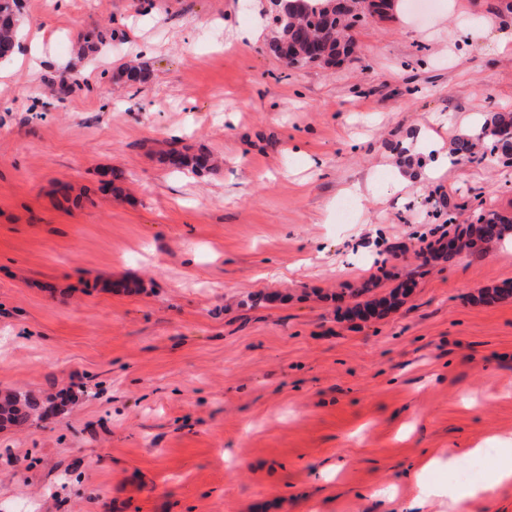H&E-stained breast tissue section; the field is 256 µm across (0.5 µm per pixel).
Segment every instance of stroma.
<instances>
[{"label": "stroma", "instance_id": "obj_1", "mask_svg": "<svg viewBox=\"0 0 512 512\" xmlns=\"http://www.w3.org/2000/svg\"><path fill=\"white\" fill-rule=\"evenodd\" d=\"M393 5L351 59L290 67L256 0H21L40 40L0 64V391L59 412L0 430V512H411L421 459L512 439V296L484 298L512 249L344 315L435 228L512 216L511 165L436 160L512 112V10ZM105 27L124 37L86 68L72 47ZM125 74L126 84L138 87L147 84L153 76V71L147 64L127 62L121 65V76Z\"/></svg>", "mask_w": 512, "mask_h": 512}]
</instances>
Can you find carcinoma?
<instances>
[{
  "instance_id": "obj_1",
  "label": "carcinoma",
  "mask_w": 512,
  "mask_h": 512,
  "mask_svg": "<svg viewBox=\"0 0 512 512\" xmlns=\"http://www.w3.org/2000/svg\"><path fill=\"white\" fill-rule=\"evenodd\" d=\"M365 0H351V7L340 10L336 0H288V12L276 21V35L266 43V50L276 58L283 57L282 45H288V64L291 66H333L343 57L353 53L351 43L344 40L345 30L367 19ZM117 30H99L79 45L78 55L97 49L108 40H114ZM16 28H0V60L10 57L15 49ZM126 84L138 87L147 84L153 71L144 63L127 62L121 65ZM512 135V114L496 113L477 137L459 136L454 139L451 151L459 163L482 160L476 150L477 142L492 138L500 141L502 135ZM177 165H192L198 172L211 171L205 154L189 157L177 149L170 151ZM512 227V218L491 213L479 224L456 227L448 246L440 242L429 243L421 249L426 266L432 260L452 261L456 256L474 249L479 244L489 245L501 239L503 232ZM54 411V406L41 400L29 390H9L0 394V425L23 428L34 419L44 418Z\"/></svg>"
}]
</instances>
